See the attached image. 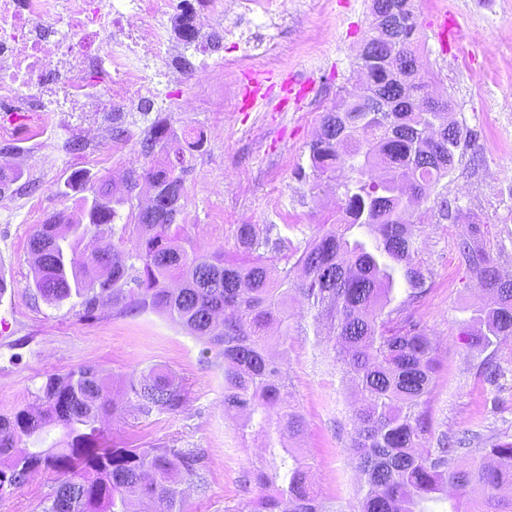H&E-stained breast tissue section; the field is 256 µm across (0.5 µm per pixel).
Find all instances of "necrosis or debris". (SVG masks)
I'll return each instance as SVG.
<instances>
[{"mask_svg": "<svg viewBox=\"0 0 512 512\" xmlns=\"http://www.w3.org/2000/svg\"><path fill=\"white\" fill-rule=\"evenodd\" d=\"M263 0H0V112H127L157 97L159 83L189 80L188 53L209 55L226 14ZM180 17L191 45L164 22ZM158 70H150V63Z\"/></svg>", "mask_w": 512, "mask_h": 512, "instance_id": "4bbe7bcc", "label": "necrosis or debris"}]
</instances>
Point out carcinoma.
Here are the masks:
<instances>
[{
    "mask_svg": "<svg viewBox=\"0 0 512 512\" xmlns=\"http://www.w3.org/2000/svg\"><path fill=\"white\" fill-rule=\"evenodd\" d=\"M417 29L403 28L394 54L386 56L373 21L357 56L367 91L394 98L392 109L350 93L321 116L320 134L310 148L309 191L314 196L324 183L336 182L340 208L321 234L294 249L292 266L273 269L259 249L270 244L276 250L281 241L258 238L250 224L239 227L243 251L237 256L198 251L190 244L177 216L185 192L182 173L202 137L187 146L160 122L142 151L161 160L130 170L120 188L99 180L93 197L82 198L85 220L59 212L29 240L32 285L45 301L80 297L85 318L102 300L136 312L161 310L224 358V414H246L241 434L261 438L270 456L248 475L258 493L241 512H329L312 488L304 460L283 441L287 433L300 436L305 421L282 367L267 355L268 328L277 327L284 344L292 336L288 299L295 295L315 310L316 335L332 342L336 363L359 389L351 438L364 477L357 512H432L430 503L450 485L457 490L450 512H512V442L491 444L463 469L454 461L471 451V440L443 433L436 448L424 447L425 405L436 372L433 349L409 318L382 317L397 272L411 299L425 294V278L413 264L416 236L405 214L428 201L466 138L454 123L447 124L443 139L435 138L433 121L445 116L449 101L441 98L442 112L416 110L415 104L430 99L421 74H410L403 87L392 79L399 55L422 68ZM142 180L154 186V196L130 212L122 227L131 249L122 252L106 243L76 260L90 226L113 223L118 207L132 200ZM363 229L374 236L373 243L360 238ZM459 249L495 294L494 303L472 307L461 333L465 344L477 352L511 344L512 280L500 277L481 229L472 227ZM126 396L144 416L177 415L185 403L182 388L163 368L132 379ZM34 398L33 407L0 414L1 494L51 468L62 479L41 512H137L140 503L150 504L152 512H186L182 485L200 478L197 456L174 448L108 444L107 415L121 414L122 407L102 370L80 366L50 376ZM51 423L63 430L61 440L47 449L21 447L40 442Z\"/></svg>",
    "mask_w": 512,
    "mask_h": 512,
    "instance_id": "1",
    "label": "carcinoma"
}]
</instances>
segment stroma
<instances>
[{
	"label": "stroma",
	"instance_id": "obj_1",
	"mask_svg": "<svg viewBox=\"0 0 512 512\" xmlns=\"http://www.w3.org/2000/svg\"><path fill=\"white\" fill-rule=\"evenodd\" d=\"M372 0H288L282 22L267 28L263 20L242 16L236 23L237 46L224 56L275 39L281 56L271 58L258 75L240 73L218 111L196 108L132 115L122 149L96 162L101 143H112L111 128L100 138L69 148L92 119L75 113L65 122L39 129L31 112H0L8 131L0 150L24 171L10 203L0 209V269L7 291L0 296V413L31 403L47 376L93 365L123 391L130 376L153 367L169 370L185 390L182 412L137 415L125 404L110 420L109 442L155 445L199 457L200 482L186 490L188 512H236L255 492L244 485L246 472L262 459L260 440L242 437L224 415V362L204 352L203 342L158 311L128 314L109 303L94 317L83 315L81 300L45 301L32 288L28 240L54 213L76 212L91 196L98 178L126 176L146 164L140 143L159 121L170 133L202 135L184 175L180 223L197 248L235 254L238 228L254 225L283 239L271 251V263L283 267L292 246L317 234L335 209L332 187L310 195L297 171L309 165L322 113L350 92L356 56L369 29ZM419 51L432 93L448 97L450 117L465 132L452 170L428 202L411 216L417 238L416 263L425 275L422 300L398 284L390 309L412 316L440 344L438 372L427 404L432 435L512 441V349L469 351L461 328L472 304L488 292L469 270L458 244L469 225H479L487 249L501 273L512 272V0H415ZM447 19L454 38L439 41L436 23ZM77 171L88 178L79 189L67 181ZM459 208L446 215L441 202ZM293 332L287 345L272 342L271 355L288 377V389L306 428L292 447L309 464L314 488L335 512H354L360 479L349 450L356 395L334 361L324 337L315 333L313 313L294 299ZM499 365L501 376L489 385L483 362ZM60 476L36 473L20 490L0 495V512H40L41 502Z\"/></svg>",
	"mask_w": 512,
	"mask_h": 512
}]
</instances>
